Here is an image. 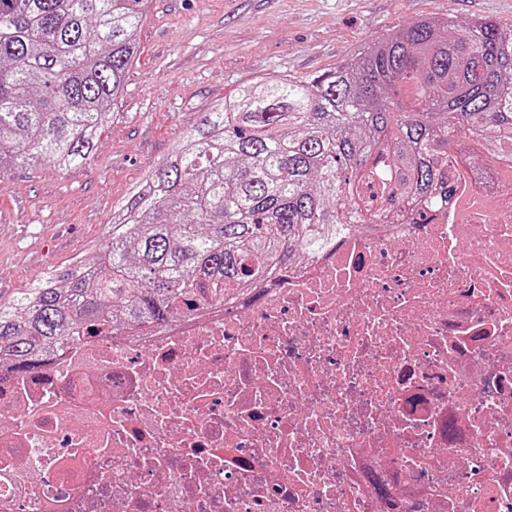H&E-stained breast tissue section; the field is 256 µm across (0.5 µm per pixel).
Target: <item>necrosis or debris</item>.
<instances>
[{"mask_svg": "<svg viewBox=\"0 0 512 512\" xmlns=\"http://www.w3.org/2000/svg\"><path fill=\"white\" fill-rule=\"evenodd\" d=\"M501 203L0 371V512H512Z\"/></svg>", "mask_w": 512, "mask_h": 512, "instance_id": "necrosis-or-debris-1", "label": "necrosis or debris"}]
</instances>
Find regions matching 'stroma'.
<instances>
[{"label": "stroma", "instance_id": "35a3bbf8", "mask_svg": "<svg viewBox=\"0 0 512 512\" xmlns=\"http://www.w3.org/2000/svg\"><path fill=\"white\" fill-rule=\"evenodd\" d=\"M448 18L512 30V0H151L90 158L0 172V299L99 243L113 206L215 101L263 77L314 78L409 22Z\"/></svg>", "mask_w": 512, "mask_h": 512}]
</instances>
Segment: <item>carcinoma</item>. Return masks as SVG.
Masks as SVG:
<instances>
[{"label":"carcinoma","instance_id":"cac0c4a2","mask_svg":"<svg viewBox=\"0 0 512 512\" xmlns=\"http://www.w3.org/2000/svg\"><path fill=\"white\" fill-rule=\"evenodd\" d=\"M144 0H0V171L91 154L134 62ZM512 150V30L418 20L312 80L213 104L112 212L104 242L0 301V367L28 372L100 326L158 328L188 289L221 303L354 228L427 223L450 162Z\"/></svg>","mask_w":512,"mask_h":512}]
</instances>
